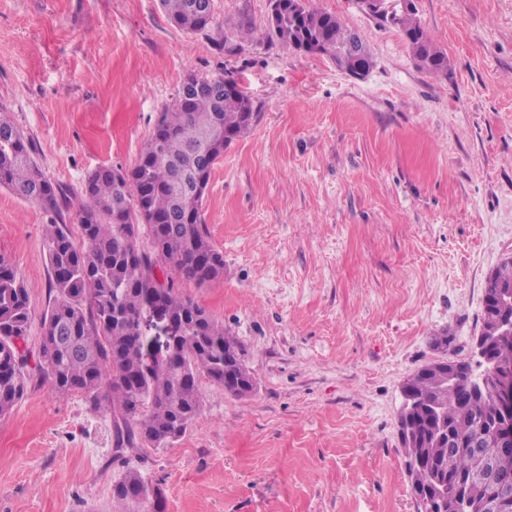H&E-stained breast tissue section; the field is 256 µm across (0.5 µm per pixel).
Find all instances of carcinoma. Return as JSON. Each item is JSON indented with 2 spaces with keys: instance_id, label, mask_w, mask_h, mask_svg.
<instances>
[{
  "instance_id": "1",
  "label": "carcinoma",
  "mask_w": 512,
  "mask_h": 512,
  "mask_svg": "<svg viewBox=\"0 0 512 512\" xmlns=\"http://www.w3.org/2000/svg\"><path fill=\"white\" fill-rule=\"evenodd\" d=\"M274 22L269 36L309 54L319 48L339 66L370 61V51L341 59L348 27L316 0H270ZM168 20L185 32L207 30L213 0H161ZM390 25L399 29L417 65L432 74L448 70V57L427 36L417 12L397 11ZM251 27L240 25L239 41L224 37L220 49L233 54ZM252 98L232 80L211 77L199 90L182 87L160 113L138 162L122 177L99 167L83 184L86 203L77 212L80 236L67 220L70 191L43 173L31 141L0 106V187L40 205L48 215L46 246L54 299L41 324L36 368L60 395L79 392L112 413L113 460L134 448H165L185 435L201 409L202 375L243 397L255 377L246 349L197 301L180 293L175 281L197 286L224 277V255L214 248L202 218L205 190L182 195L185 174L201 167L205 180L235 139L256 122ZM146 231L151 250L139 246ZM512 286V260L489 276L480 336L489 344L494 365L512 369V341L497 335L500 319L512 306L497 300ZM159 296L181 334L168 359L143 361L139 317ZM28 291L10 262L0 256V416L27 391L30 351ZM437 362L407 379L417 401L414 412L400 414V440L414 500L435 512H485L497 495L499 480L489 463L500 457V413L491 391L474 385L469 362L456 363L448 388L433 372ZM107 393H102V389ZM483 468L485 476L473 472ZM116 502L136 503L150 512L156 492L137 469L128 468L112 488Z\"/></svg>"
}]
</instances>
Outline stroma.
<instances>
[{"mask_svg": "<svg viewBox=\"0 0 512 512\" xmlns=\"http://www.w3.org/2000/svg\"><path fill=\"white\" fill-rule=\"evenodd\" d=\"M415 4L447 72L356 0H318L372 53L354 80L269 40V0H215L194 33L159 0H0V105L73 205L87 172L134 166L188 74L231 75L258 112L203 202L224 277L178 286L246 347L256 386L200 377L186 434L130 453L160 512H416L402 385L440 359L437 332L470 360L487 279L512 258V0ZM243 21V53L221 52ZM46 222L0 188L33 350L53 299ZM112 448L111 415L32 376L0 417V512H118Z\"/></svg>", "mask_w": 512, "mask_h": 512, "instance_id": "stroma-1", "label": "stroma"}]
</instances>
